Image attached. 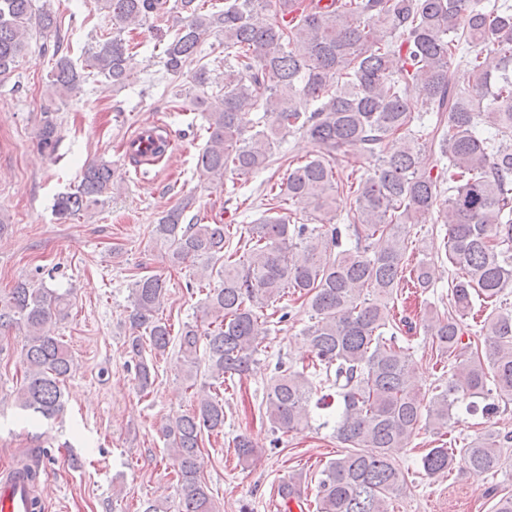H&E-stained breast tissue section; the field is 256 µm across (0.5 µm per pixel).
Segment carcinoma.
<instances>
[{"mask_svg": "<svg viewBox=\"0 0 512 512\" xmlns=\"http://www.w3.org/2000/svg\"><path fill=\"white\" fill-rule=\"evenodd\" d=\"M97 3L112 14L115 35L99 44L89 67L122 86L131 77L122 33L170 8L167 0ZM268 7L279 20L258 19ZM173 8L187 16L163 50L166 73L180 76L193 65L194 83L208 87L201 40L210 31L224 34V85L192 100L207 121L208 139L196 158L201 177L222 187L229 170L245 176L262 170L287 134L302 133L317 147L313 157L289 162L278 192L266 193L261 216L244 229L187 216L191 196L152 229L172 266L200 268L202 282L214 274L220 279L205 293L208 328L185 323L178 333L189 388H195L201 350L215 381L213 391L196 394L191 409L161 429L177 465L178 512H216L200 475L202 434L224 431L220 387L253 371L267 332L264 309L288 292L309 314L302 335L311 364L298 369L276 362L265 388L270 428L298 431L308 426L311 407L336 406L333 432L343 451L321 471L316 512H388L391 498L408 486L394 454L408 447L420 424L448 427L453 407L465 398L473 410L485 401L480 409L488 417L512 402V310L492 309L480 340L464 339L462 328L474 301L492 304L512 286V0L485 6L475 0H229L218 11L175 0ZM34 28L55 36L54 93L80 90L89 74L59 54L57 20L47 11L33 13L32 0H0V80L13 71ZM472 44L481 52L472 54ZM485 51L497 57L498 73L487 68ZM414 84L426 99L423 115L408 97ZM255 112L267 122L252 117ZM426 114L436 117L431 129ZM37 141L42 151H55L52 119H44ZM388 142L393 151L378 155ZM426 148L448 160L435 176L417 168V154ZM350 149L377 158V167L350 183L354 202L341 227L335 223L336 159ZM110 185L111 167L89 162L76 191L57 197L54 209L64 218L87 213ZM445 192L440 213L445 255L456 271L449 286L454 312L430 306L421 325L436 355L451 363V375L427 399L412 388V354L397 337L415 325L397 318L390 301L404 271L408 228L426 223ZM289 202L312 206L320 224L287 218ZM166 293V281L156 275L131 284L126 353L142 393L171 343V325L160 317ZM70 306L68 294L25 281L0 298V330L25 329L16 401L32 423L63 409L62 384L73 360L50 325L66 319ZM331 380L334 395L322 391ZM511 447V433L489 430L461 448L428 449L421 467L429 478L456 466L495 473ZM234 448L241 463L254 461L246 436L235 437ZM304 493L300 473L277 489L285 507Z\"/></svg>", "mask_w": 512, "mask_h": 512, "instance_id": "1", "label": "carcinoma"}]
</instances>
